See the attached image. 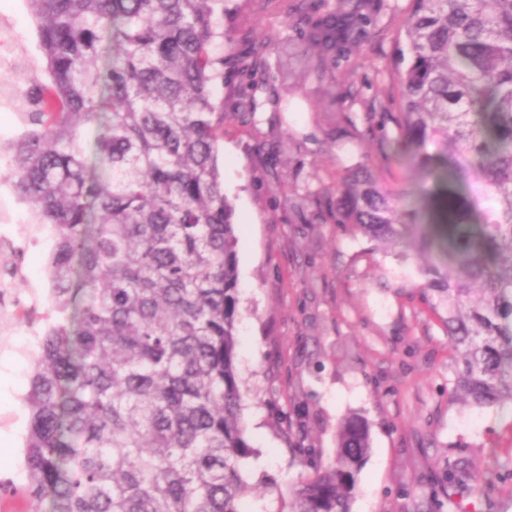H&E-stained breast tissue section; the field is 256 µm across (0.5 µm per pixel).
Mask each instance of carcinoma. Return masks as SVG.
I'll return each mask as SVG.
<instances>
[{"mask_svg": "<svg viewBox=\"0 0 512 512\" xmlns=\"http://www.w3.org/2000/svg\"><path fill=\"white\" fill-rule=\"evenodd\" d=\"M49 83L26 84L9 179L55 233L52 312L23 396L24 493L49 512H249L235 208L224 192L223 0H29ZM354 0L312 27L350 46ZM392 74L396 140L457 187L434 201L438 250L406 195L369 172L336 185L339 222L418 267L452 347L451 394L512 406V0H412ZM437 147L433 154L429 145ZM291 512H351L371 449L353 414ZM447 487L481 490L448 465Z\"/></svg>", "mask_w": 512, "mask_h": 512, "instance_id": "1", "label": "carcinoma"}]
</instances>
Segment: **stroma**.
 I'll list each match as a JSON object with an SVG mask.
<instances>
[{
    "label": "stroma",
    "mask_w": 512,
    "mask_h": 512,
    "mask_svg": "<svg viewBox=\"0 0 512 512\" xmlns=\"http://www.w3.org/2000/svg\"><path fill=\"white\" fill-rule=\"evenodd\" d=\"M335 0H224V191L235 205L239 270V363L246 379L242 417L254 449L246 461L249 512H288L290 486L308 473L283 432L304 425L321 463L336 452V427L348 414L368 422L371 451L352 512H512V407H479L448 395V336L420 297L416 259L374 249L339 223L336 184L346 171L370 170L390 189L415 195L413 223L432 221L428 193L445 172L402 165L394 141L391 73L405 42L396 30L411 0H375L355 48L329 58L335 82L303 65L318 56L311 24ZM260 58L261 89L248 95L240 65ZM46 75L37 21L27 0H0V73ZM287 103L275 98L285 88ZM256 101L261 121L247 115ZM18 86L0 94V240L26 241L21 306L0 321V360L14 368L0 399V433L12 435L0 481L15 486L0 512H37L21 490L27 413L22 397L33 368L36 332L26 315L48 307L50 228L34 218L6 178L9 145L25 130ZM474 463L487 479L478 493L436 498L450 461Z\"/></svg>",
    "instance_id": "35a3bbf8"
}]
</instances>
